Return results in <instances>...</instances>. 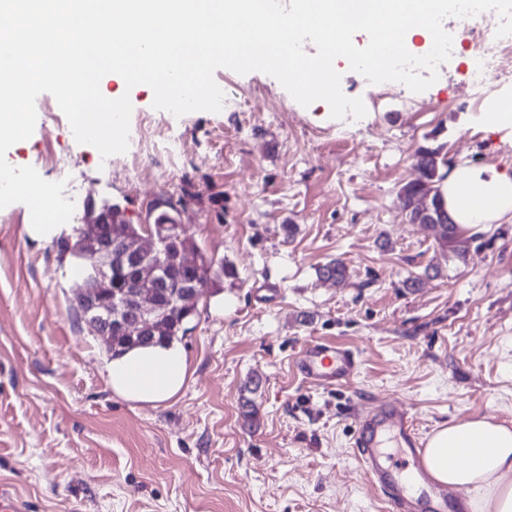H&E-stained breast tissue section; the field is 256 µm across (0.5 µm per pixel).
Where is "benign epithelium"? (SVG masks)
<instances>
[{
  "mask_svg": "<svg viewBox=\"0 0 512 512\" xmlns=\"http://www.w3.org/2000/svg\"><path fill=\"white\" fill-rule=\"evenodd\" d=\"M112 205L96 206L87 202L78 230L75 245L69 240L61 246L70 251H82L91 268V275L79 283L75 299L81 302L78 312L97 336L106 344H112V337L129 334L149 333L153 322L169 312L170 307L161 304V289L175 287L176 307L195 308L203 293L200 285L190 287L175 285L168 278L167 268L174 262L182 267L193 265L194 258L189 253L179 254L170 259L166 251L160 249L163 234L157 225L142 226V233L133 239L123 240L112 237ZM148 276L151 284L138 289L131 297L107 298L100 286L112 282L116 273Z\"/></svg>",
  "mask_w": 512,
  "mask_h": 512,
  "instance_id": "obj_1",
  "label": "benign epithelium"
}]
</instances>
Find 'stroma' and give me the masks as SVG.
Wrapping results in <instances>:
<instances>
[{
	"label": "stroma",
	"mask_w": 512,
	"mask_h": 512,
	"mask_svg": "<svg viewBox=\"0 0 512 512\" xmlns=\"http://www.w3.org/2000/svg\"><path fill=\"white\" fill-rule=\"evenodd\" d=\"M452 25L455 54L420 93L388 83L374 95L335 62L343 93L365 104L359 119L301 106L270 75L217 69L222 110L181 116L180 170L157 166L142 183L127 172L133 153L104 168L55 98L38 96L34 133L8 163L70 179L134 224L176 208L225 272L179 339L182 389L158 406L128 402L104 341L77 321L53 237L31 230L25 204L0 209V488L28 512H389L353 456L352 409L402 404L423 437L479 416L512 427V215L446 257L398 199L424 147L455 165L512 168V129L484 121L512 84L490 77L470 98L475 22ZM58 155L67 173L50 164ZM336 259L345 281H321ZM413 277L420 285L406 287ZM317 338L357 352L348 383L297 373L296 353Z\"/></svg>",
	"instance_id": "1"
}]
</instances>
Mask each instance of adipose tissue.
I'll list each match as a JSON object with an SVG mask.
<instances>
[{
    "label": "adipose tissue",
    "mask_w": 512,
    "mask_h": 512,
    "mask_svg": "<svg viewBox=\"0 0 512 512\" xmlns=\"http://www.w3.org/2000/svg\"><path fill=\"white\" fill-rule=\"evenodd\" d=\"M441 191L451 217L470 232L512 214V170L485 174L460 164ZM108 374L119 397L157 406L183 387L187 360L173 341L114 357ZM422 465L436 482L465 490L469 512H512L511 427L484 417L440 425L427 439Z\"/></svg>",
    "instance_id": "obj_1"
}]
</instances>
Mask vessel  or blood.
<instances>
[{
	"label": "vessel or blood",
	"mask_w": 512,
	"mask_h": 512,
	"mask_svg": "<svg viewBox=\"0 0 512 512\" xmlns=\"http://www.w3.org/2000/svg\"><path fill=\"white\" fill-rule=\"evenodd\" d=\"M308 382L328 387L347 383L358 368L352 349L315 340L296 355ZM355 457L392 512H449L464 494L432 480L421 466L423 448L411 413L388 401L356 413Z\"/></svg>",
	"instance_id": "b4317fda"
}]
</instances>
